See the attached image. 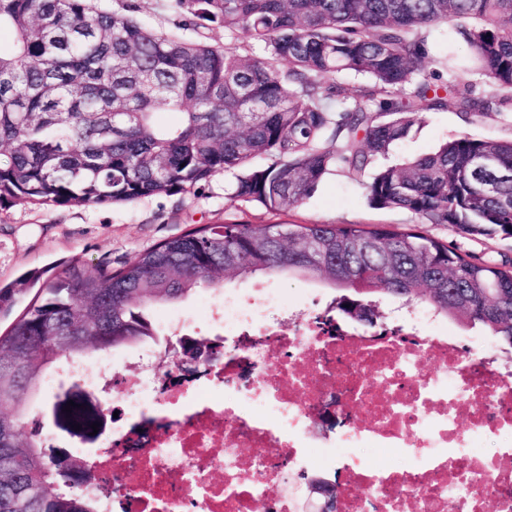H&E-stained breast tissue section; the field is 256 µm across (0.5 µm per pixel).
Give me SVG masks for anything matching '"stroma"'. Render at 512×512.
I'll list each match as a JSON object with an SVG mask.
<instances>
[{"label":"stroma","mask_w":512,"mask_h":512,"mask_svg":"<svg viewBox=\"0 0 512 512\" xmlns=\"http://www.w3.org/2000/svg\"><path fill=\"white\" fill-rule=\"evenodd\" d=\"M462 135L511 140L512 113L469 118L452 104L440 111L419 113L413 135L394 146L392 159L397 162L431 153ZM234 181V173H220L185 194L114 205L12 202L0 208V283H12L34 271L52 277L75 260L93 268L116 270L159 242L204 224L260 226L283 220L295 224H383L398 229L417 224L407 211L369 207L363 188L336 171L327 175L310 197L280 216L252 203L229 204L227 195ZM421 227L484 261L512 263V238L473 236L450 224ZM267 285L301 309L334 294L323 282L293 275L268 279Z\"/></svg>","instance_id":"35a3bbf8"}]
</instances>
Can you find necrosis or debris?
Masks as SVG:
<instances>
[{
  "mask_svg": "<svg viewBox=\"0 0 512 512\" xmlns=\"http://www.w3.org/2000/svg\"><path fill=\"white\" fill-rule=\"evenodd\" d=\"M201 311L166 323L171 369L159 352L129 381L105 355L50 377L81 379L112 419L89 453L94 512H300L293 481L319 468L333 512H512V359L424 307L369 332L269 288Z\"/></svg>",
  "mask_w": 512,
  "mask_h": 512,
  "instance_id": "necrosis-or-debris-1",
  "label": "necrosis or debris"
}]
</instances>
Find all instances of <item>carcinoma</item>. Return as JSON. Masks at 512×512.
<instances>
[{
  "label": "carcinoma",
  "instance_id": "cac0c4a2",
  "mask_svg": "<svg viewBox=\"0 0 512 512\" xmlns=\"http://www.w3.org/2000/svg\"><path fill=\"white\" fill-rule=\"evenodd\" d=\"M179 30L218 23L213 45L135 19L131 0H0V206H95L187 193L239 172L232 204L284 213L342 170L376 209L512 238V141L461 136L389 163L417 113L453 100L512 112V0H167ZM448 26L463 64L423 60ZM263 53L257 54L253 46ZM448 71L441 80L440 70ZM360 78L348 89L337 75ZM488 81L493 92L476 90ZM176 112L177 123H156ZM288 272L341 291L339 311L383 296L479 327L512 349V266L417 230L364 224L203 225L112 271L72 263L0 285V304L43 281L0 336V512H90L87 459L22 432L45 374L154 336L152 309L228 276Z\"/></svg>",
  "mask_w": 512,
  "mask_h": 512
}]
</instances>
